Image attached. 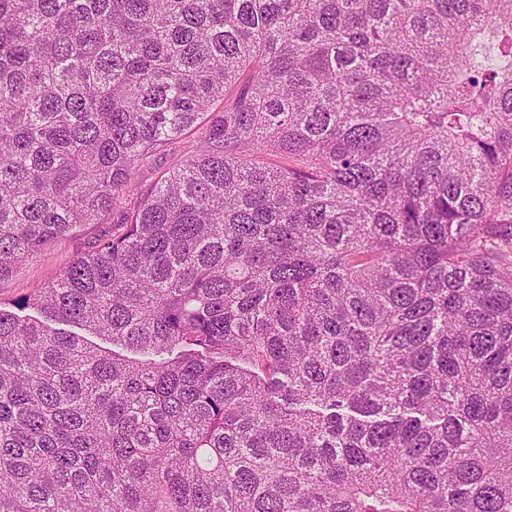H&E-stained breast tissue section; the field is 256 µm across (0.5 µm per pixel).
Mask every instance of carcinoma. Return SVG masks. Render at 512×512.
<instances>
[{
    "label": "carcinoma",
    "instance_id": "cac0c4a2",
    "mask_svg": "<svg viewBox=\"0 0 512 512\" xmlns=\"http://www.w3.org/2000/svg\"><path fill=\"white\" fill-rule=\"evenodd\" d=\"M114 211L0 512H512V0H0V280ZM191 141L189 139L174 143L170 149L160 158L156 163L150 167H145L141 170V179L144 185L154 182L156 178L165 170L172 167L173 164L187 153L191 148Z\"/></svg>",
    "mask_w": 512,
    "mask_h": 512
}]
</instances>
